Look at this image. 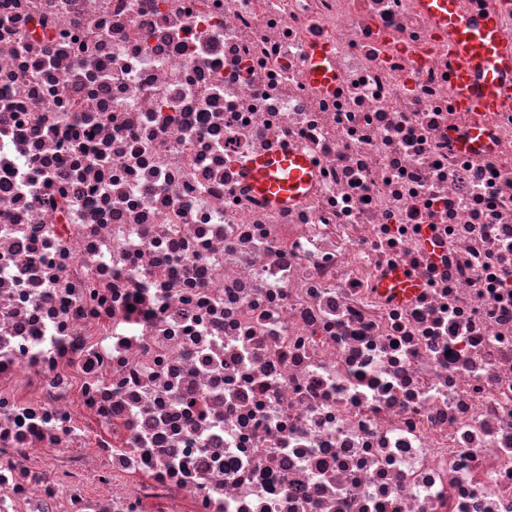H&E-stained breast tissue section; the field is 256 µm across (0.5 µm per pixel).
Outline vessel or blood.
<instances>
[{
    "mask_svg": "<svg viewBox=\"0 0 512 512\" xmlns=\"http://www.w3.org/2000/svg\"><path fill=\"white\" fill-rule=\"evenodd\" d=\"M419 7L433 24L448 33L456 99L478 117L462 147H478L488 140L484 117L512 105V83L503 78L504 73L512 72V51L501 42L499 19L491 13L472 21L463 14L460 0H419ZM308 74L314 85L326 90L335 88L338 75L326 48H313ZM246 169L252 191L275 205L302 198L314 178L308 157L298 151L277 150L257 156L247 162ZM383 286L401 297L412 296L420 288L419 282L401 269L393 270Z\"/></svg>",
    "mask_w": 512,
    "mask_h": 512,
    "instance_id": "obj_1",
    "label": "vessel or blood"
}]
</instances>
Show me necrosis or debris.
I'll return each instance as SVG.
<instances>
[{"mask_svg":"<svg viewBox=\"0 0 512 512\" xmlns=\"http://www.w3.org/2000/svg\"><path fill=\"white\" fill-rule=\"evenodd\" d=\"M451 72L416 0H0V512H512V110L462 149ZM308 74L311 82L320 88L332 90L336 87L338 75L330 64V53L326 48H313L309 57ZM252 191L275 205L302 198L312 184L314 169L308 157L298 151H272L246 163ZM381 288H385V291L395 293L400 297H410L419 290L420 284L412 276L406 274L404 270L395 269L382 283Z\"/></svg>","mask_w":512,"mask_h":512,"instance_id":"obj_1","label":"necrosis or debris"}]
</instances>
